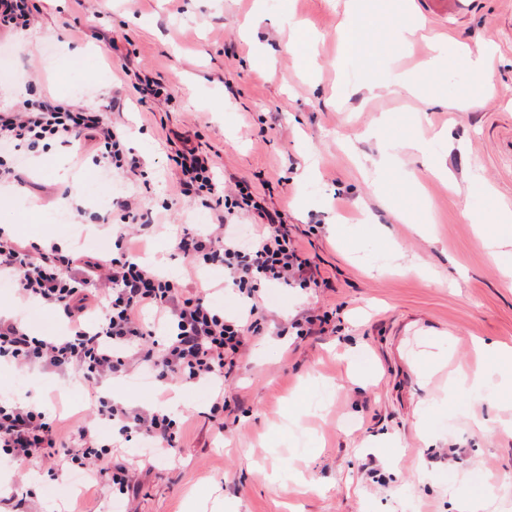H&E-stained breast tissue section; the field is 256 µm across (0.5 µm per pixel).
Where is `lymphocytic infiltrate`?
Wrapping results in <instances>:
<instances>
[{"label":"lymphocytic infiltrate","mask_w":512,"mask_h":512,"mask_svg":"<svg viewBox=\"0 0 512 512\" xmlns=\"http://www.w3.org/2000/svg\"><path fill=\"white\" fill-rule=\"evenodd\" d=\"M83 138L101 145L99 166L141 175L142 163L122 129L102 112L51 97L20 109H0V147L19 151L45 140L70 143ZM168 161L180 174V195L200 198L215 217L204 230L182 228L175 237L177 251L186 259L188 272L222 270L225 283L246 299V312L226 313L207 295L189 291L139 262L136 244L156 230L152 212L139 196L112 201L119 253L108 260L93 255L75 259L54 240L28 245L0 226V278L13 284L19 301L38 304L70 322L67 335L35 336L21 318L0 316V360L59 373L78 370L90 387L101 390L93 410L112 421L119 434L118 440H106L84 425L62 446L58 418L0 396V456L5 461L22 464L54 457L67 468L82 470L101 490L138 492V470L119 451V441L146 439L156 452L166 454L177 448L184 420L163 407H127L102 391L103 382L151 372L160 381L207 383L213 387L209 412L218 414L224 409L225 378L249 337L264 331L263 287H330V278L306 257L282 212L269 209L247 181L228 177L217 182L213 159L187 138ZM222 184L227 192H219ZM245 213L258 218L263 228L247 244L235 232ZM103 459L109 467H100Z\"/></svg>","instance_id":"lymphocytic-infiltrate-1"}]
</instances>
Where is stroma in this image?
Segmentation results:
<instances>
[{
  "label": "stroma",
  "mask_w": 512,
  "mask_h": 512,
  "mask_svg": "<svg viewBox=\"0 0 512 512\" xmlns=\"http://www.w3.org/2000/svg\"><path fill=\"white\" fill-rule=\"evenodd\" d=\"M31 29L0 33V107L50 96L90 108L120 99L116 119L145 176L96 166L92 142L50 143L18 157L25 182L0 189L26 221L80 254L112 255L114 198L137 192L157 233L142 259L169 276L185 262L172 226L210 212L181 198L167 161L172 133L190 134L218 169L265 191L293 237L332 280L315 291L267 288L274 325L255 337L224 383L210 419L208 387L112 381L132 408L178 397L179 448L152 457L137 512H512V278L480 244L494 225L474 214L512 210V100L459 111L443 98L470 90L461 60L421 68L422 36L394 28L418 19L490 48L496 82L512 87V0H361L367 38L336 67L345 0H36ZM310 32L306 65L288 52L290 22ZM413 89L391 85L394 72ZM159 78L172 100L140 103L136 74ZM446 130L458 148L437 139ZM422 137L423 151L409 148ZM386 158L384 169L374 162ZM414 262L418 272L402 270ZM332 312L327 331L277 328L309 309ZM0 310L37 333L64 321L0 290ZM0 392L60 417L68 441L91 411L72 372L0 364ZM0 495L25 494L41 512H114V500L35 460L4 463ZM494 484L499 491L482 494Z\"/></svg>",
  "instance_id": "obj_1"
}]
</instances>
